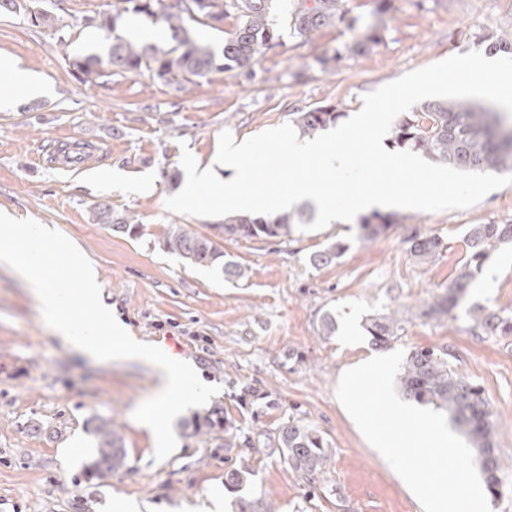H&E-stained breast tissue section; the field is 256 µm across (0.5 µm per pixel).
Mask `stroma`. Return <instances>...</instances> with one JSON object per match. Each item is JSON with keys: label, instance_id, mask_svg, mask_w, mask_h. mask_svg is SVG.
Instances as JSON below:
<instances>
[{"label": "stroma", "instance_id": "obj_1", "mask_svg": "<svg viewBox=\"0 0 512 512\" xmlns=\"http://www.w3.org/2000/svg\"><path fill=\"white\" fill-rule=\"evenodd\" d=\"M0 15V57L45 77L49 94L0 110V210L51 226L97 269L104 297L133 335L180 343V360L204 383L218 386L209 404L175 419L174 453L155 457L153 435L132 413L160 385L149 365L99 363L63 346L45 323L32 288L0 263V512H113L117 499L142 512H195L213 490L224 512L237 500H261L272 512H423L386 459L363 437L336 396L343 371L379 353L368 332L375 315L400 320L389 350L431 347L449 366L479 384L492 411L500 493L491 512H512V335L475 326L476 305L512 314V245L494 251L452 313L428 314L446 294L473 224H512V184L466 209H394L378 237H361L359 222L298 230L287 239H232L222 218L167 211L179 192L183 151L207 164L218 136L249 138L291 122L298 109L339 104L346 115L364 95L404 74L476 50L480 35L512 30V0H394L392 19L371 53L321 71L315 59L353 39L345 27L323 29L302 42L283 36L264 52L252 80L228 73L171 84L149 72L106 75L87 86L71 73L65 54L103 53L104 34L88 18L112 12L117 0H18ZM46 10L55 28L33 26L30 11ZM70 40L61 50L59 35ZM96 147L95 158L63 163L60 146ZM102 172L114 173L109 182ZM151 191H140L142 181ZM107 205L131 213L139 236L113 233L92 220ZM179 224L220 243L244 269L240 279L165 252L162 239ZM436 237L432 261L412 253L414 239ZM343 240L346 253L315 266L312 253ZM336 331L321 332L324 316ZM241 429L237 447L220 433L191 434L187 421L212 408ZM114 421L123 438V466L91 477L94 437L89 420ZM315 428L327 461L311 477L288 465L278 434L288 420ZM252 472L243 488L225 485L240 463Z\"/></svg>", "mask_w": 512, "mask_h": 512}]
</instances>
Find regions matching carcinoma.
<instances>
[{"label": "carcinoma", "instance_id": "carcinoma-1", "mask_svg": "<svg viewBox=\"0 0 512 512\" xmlns=\"http://www.w3.org/2000/svg\"><path fill=\"white\" fill-rule=\"evenodd\" d=\"M277 0H193L189 10L168 0H118L112 14L89 19L88 25L101 30L110 40L107 58L96 53L66 56L75 77L84 84L94 86L104 76V68L115 71L151 75L169 83H180L190 78H205L214 71L243 76L255 75L263 49L281 38L280 31L288 29L293 38L307 41L315 33L340 24L357 32L353 41L334 54L317 59L322 69L337 65L346 54L369 53L382 40L388 28L392 0H376L377 5L369 15H354L346 8L344 0H310L311 6L302 13L294 8L279 11ZM135 15L153 25H161L164 39L141 41L124 35V22L128 15ZM235 18L233 30L226 33L222 47L217 48L197 34L195 25L219 28L228 18ZM491 54L512 55V33L494 39L480 37ZM344 112L336 104L293 112L295 126L305 135L314 136L319 131L336 124ZM392 143L400 149L416 150L433 160L456 169L480 173L512 171V126L503 125L498 113L487 107L459 99L424 100L411 111L397 117L391 127ZM304 212H283L268 218L249 213L224 216V234L236 238L290 237L302 223ZM98 224L112 225V231L137 236L142 224L132 216L99 207L94 211ZM392 223L389 215L373 213L361 220L362 237L372 239ZM469 257L460 267L448 294L443 301L430 305V311L451 313L461 296L468 290L472 279L479 272L491 253L512 242V224H473L466 231ZM164 251L203 268L214 269L224 277L241 278L242 267L224 255L221 246L206 235L172 224L164 234ZM349 245L341 240L310 256L311 263L327 265L343 256ZM442 242L437 237L415 241L414 256L428 262L437 256ZM471 319L487 333L509 335L512 333V315L499 314L487 307L477 306L469 311ZM399 330L396 315L384 314L371 320L368 331L375 344L387 346ZM402 393L420 403L435 405L447 412L449 420L464 433L472 447L494 453L491 412L483 397V390L466 377L449 367L445 354L432 348L415 349L405 357L397 379ZM192 434H209L224 431V447L233 448L239 439V428L224 417L221 408L214 409L203 419L185 424ZM97 448L94 461L88 466L91 476L112 472L122 462L121 438L110 420H102L94 427ZM280 447L287 453L289 466L305 476L322 470L326 462V448L318 431L293 421L281 428L278 434ZM496 457L484 471L488 491L499 495L500 479L497 475Z\"/></svg>", "mask_w": 512, "mask_h": 512}]
</instances>
